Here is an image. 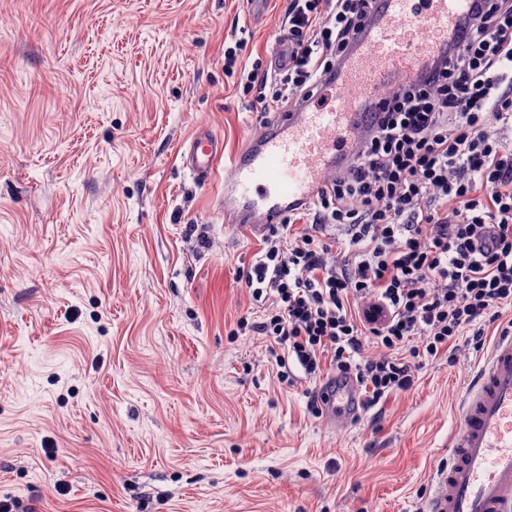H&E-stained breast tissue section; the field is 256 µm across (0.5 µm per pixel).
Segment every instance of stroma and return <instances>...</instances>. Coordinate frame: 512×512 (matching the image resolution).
I'll return each mask as SVG.
<instances>
[{
    "mask_svg": "<svg viewBox=\"0 0 512 512\" xmlns=\"http://www.w3.org/2000/svg\"><path fill=\"white\" fill-rule=\"evenodd\" d=\"M290 0H0V499L36 512H427L500 334L422 358L413 388L332 423L280 384L236 269L260 238L194 178L265 115ZM238 46L233 72L224 51ZM198 225L207 240L187 236ZM224 154V141L207 128H198L182 153V162L198 179H207Z\"/></svg>",
    "mask_w": 512,
    "mask_h": 512,
    "instance_id": "1",
    "label": "stroma"
}]
</instances>
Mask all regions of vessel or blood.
I'll list each match as a JSON object with an SVG mask.
<instances>
[{"instance_id":"1","label":"vessel or blood","mask_w":512,"mask_h":512,"mask_svg":"<svg viewBox=\"0 0 512 512\" xmlns=\"http://www.w3.org/2000/svg\"><path fill=\"white\" fill-rule=\"evenodd\" d=\"M475 0H383L337 74H324L315 93L296 108L276 112L224 167V221L259 234L309 202L339 158L350 156L367 109H381V92L411 81L419 62L474 8ZM428 36H420V29ZM224 142L198 128L182 162L200 179L221 165ZM329 420L362 408L354 379L335 374L320 387ZM450 441L451 460L439 474L428 512H512V336L499 338L461 407Z\"/></svg>"}]
</instances>
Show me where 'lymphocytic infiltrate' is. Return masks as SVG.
Masks as SVG:
<instances>
[{"label":"lymphocytic infiltrate","instance_id":"obj_1","mask_svg":"<svg viewBox=\"0 0 512 512\" xmlns=\"http://www.w3.org/2000/svg\"><path fill=\"white\" fill-rule=\"evenodd\" d=\"M376 0H291L288 66L254 62L242 86L262 109L292 105L338 67ZM512 0H478L442 51L386 101L352 158L307 204L306 228L270 226L239 269L263 319L238 327L269 340L277 378L330 366L353 374L374 406L410 390L422 357L458 337L486 343L485 323L512 304ZM348 238L340 258L336 232ZM382 348L366 358V344Z\"/></svg>","mask_w":512,"mask_h":512}]
</instances>
